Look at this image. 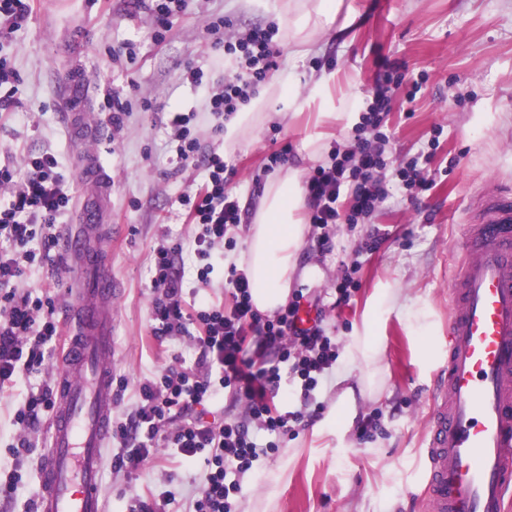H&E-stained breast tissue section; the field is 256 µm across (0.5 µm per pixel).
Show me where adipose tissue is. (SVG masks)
I'll list each match as a JSON object with an SVG mask.
<instances>
[{
	"label": "adipose tissue",
	"mask_w": 512,
	"mask_h": 512,
	"mask_svg": "<svg viewBox=\"0 0 512 512\" xmlns=\"http://www.w3.org/2000/svg\"><path fill=\"white\" fill-rule=\"evenodd\" d=\"M341 4L342 0H279L276 10L284 20L289 42L304 54L336 19H343L348 25L353 23V15H341ZM301 84L306 87L302 94L297 91ZM272 98L279 103V110L264 111L265 101ZM356 108V102L349 100L336 74L324 73L304 81L292 71L280 75L252 99L246 111L227 121L224 146L233 148L260 124L276 120L288 125L310 111L314 114L315 132L306 138L304 149L309 158L319 160L323 157L322 126L352 125L357 118ZM304 209L300 170L276 173L266 179L261 202L250 222L247 248L237 260L250 280L252 301L261 313L271 315L287 306L295 273H303L307 278L316 275L315 270L298 268V253L307 231ZM400 298L398 289H375L361 330L347 340L345 363L336 370L337 382L356 376L363 392L372 397L380 394L384 353L380 329L387 314L398 308Z\"/></svg>",
	"instance_id": "adipose-tissue-1"
}]
</instances>
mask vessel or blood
I'll return each instance as SVG.
<instances>
[{
	"mask_svg": "<svg viewBox=\"0 0 512 512\" xmlns=\"http://www.w3.org/2000/svg\"><path fill=\"white\" fill-rule=\"evenodd\" d=\"M100 197L109 176L84 156ZM69 236L74 336L58 365L36 512H106L101 479L112 437V275L91 258L98 214ZM448 346L436 371L419 475L427 512H512V204L489 200L467 225L448 285Z\"/></svg>",
	"mask_w": 512,
	"mask_h": 512,
	"instance_id": "obj_1",
	"label": "vessel or blood"
}]
</instances>
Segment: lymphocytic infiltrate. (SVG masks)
Here are the masks:
<instances>
[{
    "label": "lymphocytic infiltrate",
    "mask_w": 512,
    "mask_h": 512,
    "mask_svg": "<svg viewBox=\"0 0 512 512\" xmlns=\"http://www.w3.org/2000/svg\"><path fill=\"white\" fill-rule=\"evenodd\" d=\"M227 25L221 17L206 25L230 67L222 84L204 82L198 67L185 74L205 92L218 134L224 131V121L247 104L278 68L276 28L228 36ZM390 90L389 82L377 83L373 101L356 128L353 148L334 153L332 164L317 166L306 181L308 221L322 252L333 249L332 228L358 223L386 197L388 184L412 197L432 185L429 154L418 153L395 170L388 167ZM189 122V115L179 110L168 114L180 166L197 165L202 170L195 190L183 196L182 204L185 223L199 227L189 248L201 263L197 278L203 284L217 251L232 244L231 234L241 216L230 189L234 167L218 153L202 154ZM2 187L9 190L7 202L0 205V393L4 394L39 372L62 342L51 299L18 292L15 283L35 259L32 243H53L54 228L69 209L72 194L51 153L26 159L20 172L1 165ZM185 248L182 240L169 239L154 251L149 333L161 344L193 334L200 353L192 366L166 369L138 381L130 418L112 424L113 437L124 447L114 467H138L159 444L176 449L185 463L203 459L205 483L192 512H233V501L242 490L240 476L252 469L260 451L276 450V437L302 423L315 405V391L338 358L336 343L326 335L323 322L329 307L349 305L353 291L360 287L356 278L360 264L355 260L342 264L332 304L299 291L285 308L268 317L254 308L250 282L234 267L227 278L230 304L213 303L203 294L186 295L176 266ZM285 389L296 399V407H277L275 399ZM227 393L244 403L247 419L206 420L202 406Z\"/></svg>",
    "instance_id": "obj_1"
}]
</instances>
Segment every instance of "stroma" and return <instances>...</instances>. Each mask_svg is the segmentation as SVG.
<instances>
[{
    "instance_id": "obj_1",
    "label": "stroma",
    "mask_w": 512,
    "mask_h": 512,
    "mask_svg": "<svg viewBox=\"0 0 512 512\" xmlns=\"http://www.w3.org/2000/svg\"><path fill=\"white\" fill-rule=\"evenodd\" d=\"M342 6L356 13L353 26L328 30L306 55H296L284 34L276 35L279 72L338 73L352 97L364 103L383 73L382 63H392L399 83L388 115L390 165L403 166L431 149L434 183L416 197L391 191L366 223L337 225L332 252L320 253L310 237L299 251V267L318 268L319 274L295 278L293 285L312 296L335 287L341 262L361 263V286L349 306L330 312L324 322L337 345L361 328L374 288L389 283L404 292L405 315L390 314L381 328L383 393L358 402L359 419L378 416L380 431L366 440L353 425L342 439L319 440L313 422L296 425L281 436L277 452L260 455L244 476L235 512H421L418 465L433 374L445 357L454 255L465 226L474 223L486 200L512 195V0H343ZM214 16L230 20L238 33L280 24L273 9L255 0H189L186 13L157 45L150 15L136 0H36L21 28L0 39V57L19 79L14 111L0 117V150L11 153L12 165L54 154L78 202L89 188L75 166L76 153L94 151L112 177L106 260L119 290L114 374L129 381L114 398L117 419L132 412L139 378L192 366L198 356L192 337H177L161 348L147 333L153 251L166 237L189 239L198 231L181 216L179 197L194 189L199 176L176 162L166 128L170 106L192 114L191 128L203 150L222 153L236 169L231 187L241 224L235 246L224 247V255L245 248L270 154L286 145L288 167L307 175L315 167L302 149L301 133L274 121L230 151L223 135L214 134L205 95L185 79L186 70L196 66L211 83L224 78V52L205 28ZM128 43L136 47L134 59L113 64V53ZM73 70L89 87L87 120L98 129L90 139L72 135L69 113L60 105ZM413 84L419 91L410 101L406 91ZM115 91L131 103L118 132L108 119ZM375 228L385 230V239L374 252L360 251ZM60 254V245H53L51 262L34 265L19 288L50 284L54 317L63 326L69 301ZM418 309L426 312L436 345L430 363L418 357V330L408 317ZM59 359L52 354L40 374L0 396V456L18 442L16 409L30 392L54 385ZM28 439L31 447L18 461L22 479L10 496H0V512H34L46 424ZM205 474L202 462L184 464L164 447L137 468L105 467L107 512H127L131 498L151 500L164 489L176 492L165 512H190Z\"/></svg>"
}]
</instances>
